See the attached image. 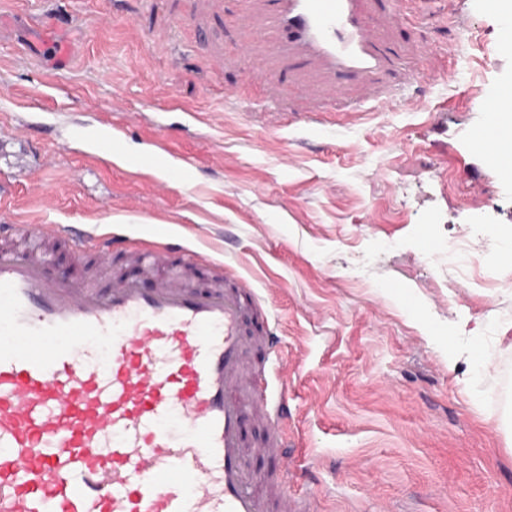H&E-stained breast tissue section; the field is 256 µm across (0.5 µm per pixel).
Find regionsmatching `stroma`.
<instances>
[{"mask_svg":"<svg viewBox=\"0 0 512 512\" xmlns=\"http://www.w3.org/2000/svg\"><path fill=\"white\" fill-rule=\"evenodd\" d=\"M391 49L430 54L407 102L336 116L307 76L273 71L257 110L252 35L222 0H0V225L158 231L256 286L286 364L294 485L319 512H512V272L476 256L464 274L433 244L512 240V178L471 147L504 93L512 21L483 0H405ZM465 21L466 55L453 52ZM120 130L122 157L106 141ZM167 166L144 165L158 141ZM479 348L481 360L469 355Z\"/></svg>","mask_w":512,"mask_h":512,"instance_id":"1","label":"stroma"}]
</instances>
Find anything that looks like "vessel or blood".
<instances>
[{"instance_id": "obj_1", "label": "vessel or blood", "mask_w": 512, "mask_h": 512, "mask_svg": "<svg viewBox=\"0 0 512 512\" xmlns=\"http://www.w3.org/2000/svg\"><path fill=\"white\" fill-rule=\"evenodd\" d=\"M270 62L315 74L313 94L337 75L390 105L420 78L368 25L363 0H261ZM46 240L81 238L64 224L32 225ZM101 260L129 247L95 238ZM155 281L107 290L45 274L52 255L0 248V512H316L292 494L283 399L245 368L253 340L243 323L260 303L254 284L191 287L168 267L172 244L134 247ZM182 436L165 428L172 414ZM269 425L259 472L241 436L245 418Z\"/></svg>"}]
</instances>
